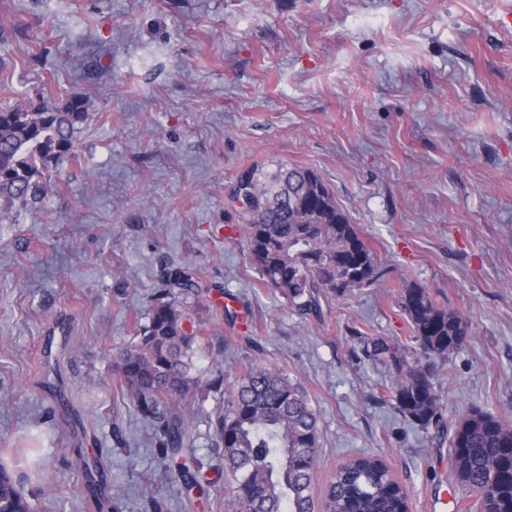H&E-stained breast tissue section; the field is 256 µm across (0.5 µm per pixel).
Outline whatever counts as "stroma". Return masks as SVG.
<instances>
[{"mask_svg": "<svg viewBox=\"0 0 512 512\" xmlns=\"http://www.w3.org/2000/svg\"><path fill=\"white\" fill-rule=\"evenodd\" d=\"M75 91L77 159L43 202L0 199V448L35 512H182L115 370L167 264L201 282L195 376L273 364L313 400L315 493L364 453L410 512L472 504L447 444L379 403L389 374L353 335L415 350L400 295L426 288L468 326L433 367L449 424L512 422V0H0V108ZM279 164L322 175L383 274L320 323L263 287L239 233L237 174ZM223 405L200 389L192 444L219 486Z\"/></svg>", "mask_w": 512, "mask_h": 512, "instance_id": "obj_1", "label": "stroma"}]
</instances>
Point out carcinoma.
I'll return each instance as SVG.
<instances>
[{"label": "carcinoma", "mask_w": 512, "mask_h": 512, "mask_svg": "<svg viewBox=\"0 0 512 512\" xmlns=\"http://www.w3.org/2000/svg\"><path fill=\"white\" fill-rule=\"evenodd\" d=\"M89 116L79 92L62 106L44 100L1 108L0 198L20 205L41 198L58 165L77 156V133ZM240 175L253 199L239 213L248 254L263 286L294 312L320 321L323 303L380 279L372 251L321 174L280 165L271 172L252 166ZM164 279L166 291L151 304L138 341L120 353L117 371L134 410L159 422L160 459L177 467L186 490L202 492V464L190 443L202 384L192 375L193 357L203 337L183 301L198 293L200 282L195 270L182 266L166 269ZM400 307L419 350L410 355L386 338L359 336L358 359L387 368L386 402L439 434L446 425L431 359L462 346L465 323L423 288L404 289ZM224 397L210 426L231 475L224 482L225 512H315L318 415L307 392L280 369L253 364ZM449 453L456 481L478 493L476 512H512V423L473 409L454 425ZM0 512H34L2 458ZM326 512H409L408 492L381 460L357 455L330 478Z\"/></svg>", "instance_id": "1"}]
</instances>
